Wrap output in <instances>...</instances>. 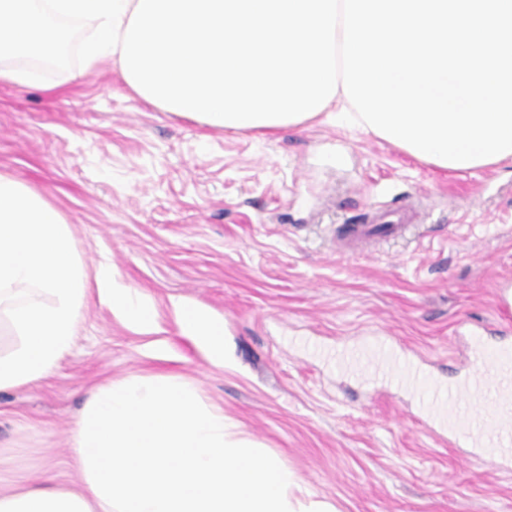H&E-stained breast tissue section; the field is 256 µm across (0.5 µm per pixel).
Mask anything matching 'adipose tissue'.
<instances>
[{"mask_svg": "<svg viewBox=\"0 0 512 512\" xmlns=\"http://www.w3.org/2000/svg\"><path fill=\"white\" fill-rule=\"evenodd\" d=\"M101 299L141 329L151 318L143 294L110 265L95 274ZM179 327L222 363L224 329L202 310L176 304ZM76 488L31 486L1 494L0 512H334L298 490L263 449L231 438L224 412L202 405L169 376L96 391L74 435Z\"/></svg>", "mask_w": 512, "mask_h": 512, "instance_id": "obj_1", "label": "adipose tissue"}]
</instances>
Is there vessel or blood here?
Segmentation results:
<instances>
[{
  "label": "vessel or blood",
  "mask_w": 512,
  "mask_h": 512,
  "mask_svg": "<svg viewBox=\"0 0 512 512\" xmlns=\"http://www.w3.org/2000/svg\"><path fill=\"white\" fill-rule=\"evenodd\" d=\"M471 342V374L448 383L420 370L379 336L337 347L336 364L357 368L370 382L404 387L417 409H437L450 445L496 453L512 447V346L487 343L477 330Z\"/></svg>",
  "instance_id": "vessel-or-blood-1"
}]
</instances>
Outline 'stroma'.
I'll use <instances>...</instances> for the list:
<instances>
[{
    "label": "stroma",
    "mask_w": 512,
    "mask_h": 512,
    "mask_svg": "<svg viewBox=\"0 0 512 512\" xmlns=\"http://www.w3.org/2000/svg\"><path fill=\"white\" fill-rule=\"evenodd\" d=\"M51 81L0 75V173L39 191L83 269L111 265L153 322L142 331L89 290L53 371L0 391V489L78 483L92 392L167 374L336 512H512V456L442 446L406 390L344 382L316 352L385 336L458 379L471 328L512 343L495 305L512 281L511 161L449 172L323 117L212 129L138 97L108 62ZM385 209L413 221L408 236L341 245L339 229ZM177 299L223 322V365L181 333Z\"/></svg>",
    "instance_id": "obj_1"
}]
</instances>
